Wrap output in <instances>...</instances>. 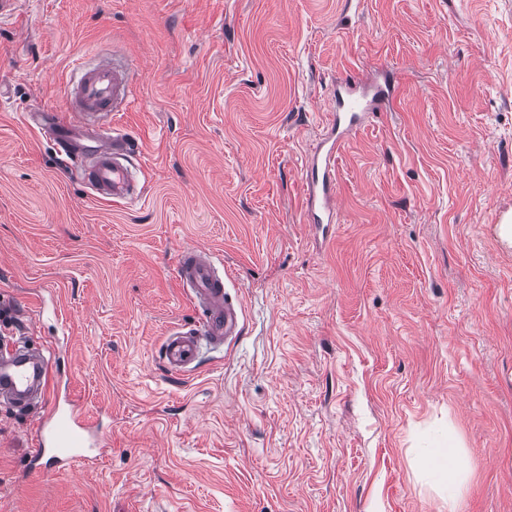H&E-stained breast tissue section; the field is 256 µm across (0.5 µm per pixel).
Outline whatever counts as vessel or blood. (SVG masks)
<instances>
[{
    "instance_id": "b4317fda",
    "label": "vessel or blood",
    "mask_w": 512,
    "mask_h": 512,
    "mask_svg": "<svg viewBox=\"0 0 512 512\" xmlns=\"http://www.w3.org/2000/svg\"><path fill=\"white\" fill-rule=\"evenodd\" d=\"M129 85L123 66L111 58H100L92 67L80 69L69 83L67 113L47 115L42 125L58 145L60 155L82 162L84 180L96 196L113 202L136 200L146 179L144 168L131 158L129 137L112 122L114 112L127 100ZM386 99L380 89L366 99L355 95L351 83L336 88L325 148L308 160L304 179L307 205L315 210L313 223H321L322 212L331 209L336 155L342 143ZM175 276L201 315L195 327L170 329L161 346L166 371L180 377L197 370L203 348H222L240 335L243 309L226 290L223 268L203 249H183L176 260ZM49 364L44 352L30 351L24 345L0 348V400L25 404L36 415L38 427L30 463L46 473L76 462H93L94 451L107 445L105 432L85 423L74 409L57 403L46 405Z\"/></svg>"
}]
</instances>
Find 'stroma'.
I'll return each mask as SVG.
<instances>
[{"label":"stroma","mask_w":512,"mask_h":512,"mask_svg":"<svg viewBox=\"0 0 512 512\" xmlns=\"http://www.w3.org/2000/svg\"><path fill=\"white\" fill-rule=\"evenodd\" d=\"M131 66L115 117L147 180L94 197L24 115L75 64ZM393 77L336 156L334 222L302 192L330 94ZM512 0H26L0 22V337L51 346L49 391L103 427L95 463L29 465L0 404V512H512ZM244 307L180 378L185 247ZM434 462L443 469L445 480L448 483V511L453 512L458 507L462 486L466 479V463L452 452H448V455L442 457H435Z\"/></svg>","instance_id":"obj_1"}]
</instances>
